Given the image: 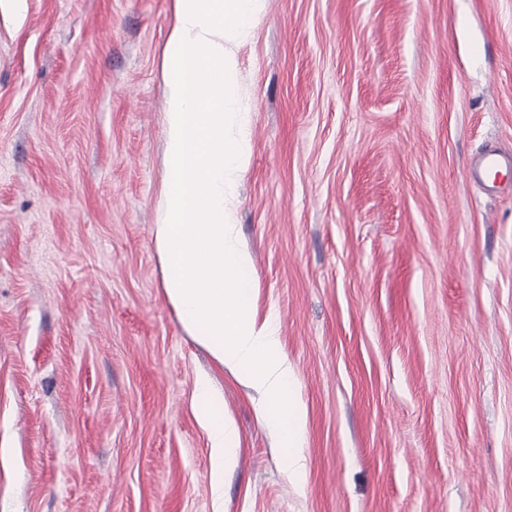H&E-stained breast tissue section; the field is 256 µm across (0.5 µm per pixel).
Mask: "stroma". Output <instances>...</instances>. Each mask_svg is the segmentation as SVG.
<instances>
[{"mask_svg":"<svg viewBox=\"0 0 512 512\" xmlns=\"http://www.w3.org/2000/svg\"><path fill=\"white\" fill-rule=\"evenodd\" d=\"M173 0L0 21V512H512V0H267L234 203L307 469L183 330L153 245ZM239 435L222 499L198 373ZM503 169L507 171L512 169V154L490 150L483 153L473 164L470 175L475 179H481L483 173L498 172Z\"/></svg>","mask_w":512,"mask_h":512,"instance_id":"stroma-1","label":"stroma"}]
</instances>
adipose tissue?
Masks as SVG:
<instances>
[{
    "mask_svg": "<svg viewBox=\"0 0 512 512\" xmlns=\"http://www.w3.org/2000/svg\"><path fill=\"white\" fill-rule=\"evenodd\" d=\"M266 0H174L165 56L168 81L160 222L154 247L166 299L195 342L254 394L260 423L288 447V476L300 481L308 424L297 377L272 318H260L252 259L234 222L233 201L251 159L250 115L238 101L237 46L249 38ZM221 493L238 436L217 412L209 375L194 383Z\"/></svg>",
    "mask_w": 512,
    "mask_h": 512,
    "instance_id": "1",
    "label": "adipose tissue"
}]
</instances>
